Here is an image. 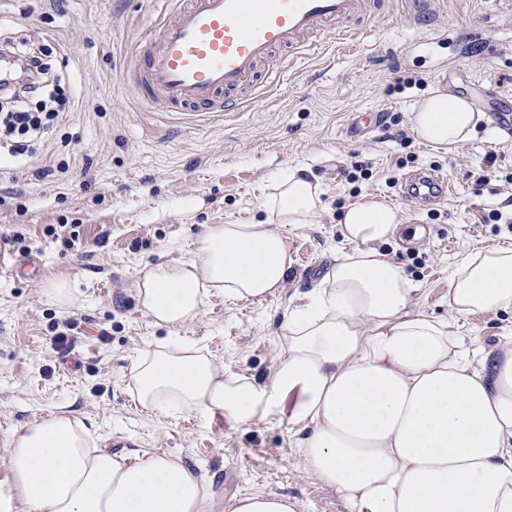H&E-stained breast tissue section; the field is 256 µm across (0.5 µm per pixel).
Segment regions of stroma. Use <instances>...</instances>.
<instances>
[{"mask_svg":"<svg viewBox=\"0 0 512 512\" xmlns=\"http://www.w3.org/2000/svg\"><path fill=\"white\" fill-rule=\"evenodd\" d=\"M160 8L0 0V36L48 46L55 73L75 89L36 155L0 160V253L40 263L34 280L0 267V492L15 484L14 437L65 413L112 453L179 458L212 484L222 512L250 493L288 496L296 512H346L306 468L287 414L247 423L166 417L139 405L130 367L142 351L186 339L232 372L267 380L290 298L314 288L345 250L337 224L366 195L404 217L380 250L414 283V309L449 317V276L461 257L512 246V140L486 121L470 141L437 148L414 136L409 114L438 88L481 100L491 84L512 96V0H442L431 32L410 24L406 0H386L352 21L350 38L321 35L310 51L277 54L255 98L224 112L162 111L141 98L132 51ZM374 116L380 124L350 134ZM298 164L320 183L322 208L289 238L287 288L260 301L215 292L193 322L155 326L133 288L139 269L196 258L208 225L266 220L270 180ZM356 165L367 176L352 182ZM424 169L448 178L447 195L428 206L401 195L403 177ZM57 281L70 284L71 304L47 299ZM71 317L77 330L55 343ZM459 326L471 348L488 347L512 329V312L473 314Z\"/></svg>","mask_w":512,"mask_h":512,"instance_id":"obj_1","label":"stroma"}]
</instances>
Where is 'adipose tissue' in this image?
Segmentation results:
<instances>
[{"mask_svg": "<svg viewBox=\"0 0 512 512\" xmlns=\"http://www.w3.org/2000/svg\"><path fill=\"white\" fill-rule=\"evenodd\" d=\"M484 119L441 90L410 114L424 142L455 147ZM268 221L212 224L198 257L141 268L139 304L158 326L199 317L210 289L230 301L285 287L288 236L311 224L321 189L304 167L277 178ZM402 218L387 199L346 206L340 253L317 288L295 296L268 381L231 372L193 344L144 350L130 377L139 404L165 416L216 412L248 422L281 409L299 427L306 468L347 512H512V335L469 349L458 318L512 310V248L468 251L450 274L452 318L414 311V288L378 246ZM16 484L0 493L29 512H215L211 487L158 453L89 447L86 430L54 415L21 431L8 455Z\"/></svg>", "mask_w": 512, "mask_h": 512, "instance_id": "obj_1", "label": "adipose tissue"}]
</instances>
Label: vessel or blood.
<instances>
[{
  "label": "vessel or blood",
  "instance_id": "b4317fda",
  "mask_svg": "<svg viewBox=\"0 0 512 512\" xmlns=\"http://www.w3.org/2000/svg\"><path fill=\"white\" fill-rule=\"evenodd\" d=\"M440 0H413L411 14L434 29ZM160 19L134 49L135 84L153 106L220 112L250 97L277 51L297 55L318 34H343L350 19L379 9L378 0H164ZM418 200L443 197L447 179L433 171L405 176Z\"/></svg>",
  "mask_w": 512,
  "mask_h": 512
}]
</instances>
